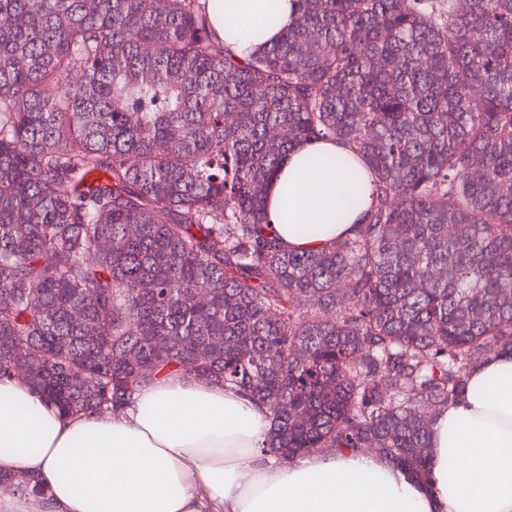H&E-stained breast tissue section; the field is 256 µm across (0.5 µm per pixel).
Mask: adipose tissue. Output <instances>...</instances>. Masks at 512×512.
Returning a JSON list of instances; mask_svg holds the SVG:
<instances>
[{
	"label": "adipose tissue",
	"mask_w": 512,
	"mask_h": 512,
	"mask_svg": "<svg viewBox=\"0 0 512 512\" xmlns=\"http://www.w3.org/2000/svg\"><path fill=\"white\" fill-rule=\"evenodd\" d=\"M216 42L245 58L278 39L290 0H207ZM277 16L274 27L264 26ZM339 141L286 154L266 191L282 245L319 251L353 233L372 179ZM251 396L186 374L143 387L123 413L60 415L24 379L0 378V468L35 475L46 497L0 492V512H512V354L486 358L437 414L426 481L357 449L274 462Z\"/></svg>",
	"instance_id": "adipose-tissue-1"
}]
</instances>
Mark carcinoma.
I'll use <instances>...</instances> for the list:
<instances>
[{
    "label": "carcinoma",
    "instance_id": "carcinoma-1",
    "mask_svg": "<svg viewBox=\"0 0 512 512\" xmlns=\"http://www.w3.org/2000/svg\"><path fill=\"white\" fill-rule=\"evenodd\" d=\"M292 2L238 59L197 0H0V377L67 416L210 378L268 409L263 455L424 479L436 413L512 352V0ZM318 139L372 197L290 252L264 198Z\"/></svg>",
    "mask_w": 512,
    "mask_h": 512
}]
</instances>
